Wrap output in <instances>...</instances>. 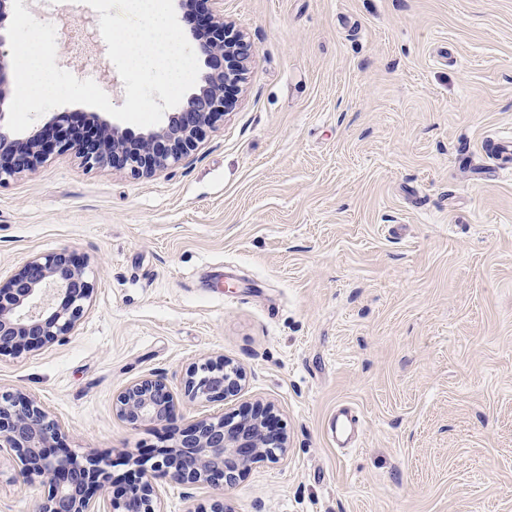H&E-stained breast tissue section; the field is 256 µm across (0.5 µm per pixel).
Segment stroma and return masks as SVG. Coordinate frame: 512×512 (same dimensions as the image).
I'll use <instances>...</instances> for the list:
<instances>
[{
	"mask_svg": "<svg viewBox=\"0 0 512 512\" xmlns=\"http://www.w3.org/2000/svg\"><path fill=\"white\" fill-rule=\"evenodd\" d=\"M56 64L114 106L99 15L23 0ZM95 36L70 52L60 13ZM247 80L196 151L151 178L52 155L0 185V284L60 249L87 265L78 332L0 355V392L65 424L113 487L201 417L274 406L279 460L234 483L156 477L162 512H512V0H224ZM245 375L227 402L180 392L194 365ZM164 376L171 421L127 426L126 385ZM358 418L349 447L330 419ZM0 451V512H36Z\"/></svg>",
	"mask_w": 512,
	"mask_h": 512,
	"instance_id": "1",
	"label": "stroma"
}]
</instances>
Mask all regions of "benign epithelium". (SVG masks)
Wrapping results in <instances>:
<instances>
[{"label": "benign epithelium", "mask_w": 512, "mask_h": 512, "mask_svg": "<svg viewBox=\"0 0 512 512\" xmlns=\"http://www.w3.org/2000/svg\"><path fill=\"white\" fill-rule=\"evenodd\" d=\"M12 0H0V185L36 171L53 153L71 154L89 167H110L131 176L152 177L179 165L196 150L205 128L223 114L230 90L245 79L250 46L224 21V0H209L193 36L192 48L203 59V84L186 103L146 133L120 128L97 113L88 114L98 135L88 137L58 115L25 137L4 131L3 106L11 81L5 19ZM94 284L76 255L61 249L27 260L0 286V355L38 350L73 335L91 307ZM245 380L231 361L207 360L187 375L183 396L190 402L227 400ZM175 395L162 376L147 377L122 389L113 401L117 417L132 427L171 420ZM271 404L257 403L233 418H201L180 432L170 448L153 451V470L180 485L232 483L259 461H274L287 448L284 432L273 425ZM62 426L36 400L22 393H0V449L18 457L19 475L41 478L52 493L40 512H161L160 494L148 474L110 495V475L92 458L79 461L61 443Z\"/></svg>", "instance_id": "obj_1"}]
</instances>
